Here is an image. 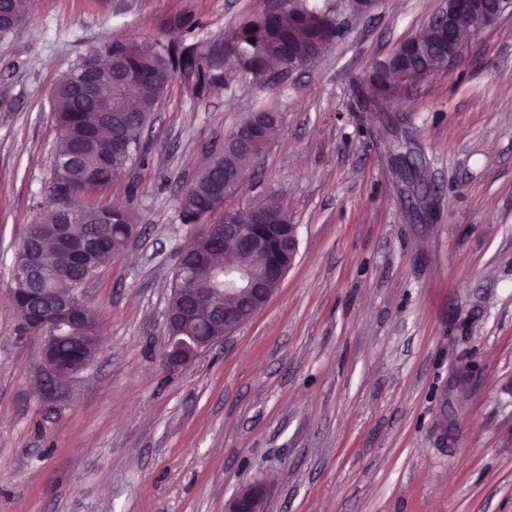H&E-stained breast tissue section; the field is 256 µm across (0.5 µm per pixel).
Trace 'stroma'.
Returning <instances> with one entry per match:
<instances>
[{
  "label": "stroma",
  "instance_id": "1",
  "mask_svg": "<svg viewBox=\"0 0 512 512\" xmlns=\"http://www.w3.org/2000/svg\"><path fill=\"white\" fill-rule=\"evenodd\" d=\"M261 2L36 0L0 38V512H225L258 481L265 512H512V9L398 105L429 224L409 219L374 117L344 106L351 78L445 0H377L276 82L229 73L201 96L176 72L145 161L93 195L139 226L81 290L96 359L58 386L41 339L19 338L13 249L50 198L57 81L109 38L181 50ZM261 102L282 127L224 206L277 194L297 261L252 320L168 369L178 250L196 233L177 196Z\"/></svg>",
  "mask_w": 512,
  "mask_h": 512
}]
</instances>
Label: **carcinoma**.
Segmentation results:
<instances>
[{
  "label": "carcinoma",
  "mask_w": 512,
  "mask_h": 512,
  "mask_svg": "<svg viewBox=\"0 0 512 512\" xmlns=\"http://www.w3.org/2000/svg\"><path fill=\"white\" fill-rule=\"evenodd\" d=\"M276 13L263 11L244 15L234 29L221 39L203 41L181 52L161 48L149 42H129L115 39L105 53L89 49L78 63L58 81L53 93V108L59 129V139L51 156L53 184L51 194L60 196L75 205L82 224L69 225L71 235L86 253V265L70 270L64 276H37L21 284L23 288H39L42 300L50 306L63 299H79V290L96 271L120 254L129 235L127 227L135 223L130 211L112 216V223L99 224L97 217L103 207L84 201V197L99 187L112 182L132 160L146 157L139 112L141 109L157 110L177 70L190 71L196 76L195 89L200 95L218 86L225 71H239L262 82L273 75H284L297 59L315 55V48L324 47L339 37L342 23L338 21V0H280ZM24 18L23 0H0V37L10 33ZM446 38L439 26L428 24L418 36L420 47L406 57V46L399 45L389 56L378 61L354 81L353 91L358 100L369 101L370 88L379 92L383 104L395 108L394 84L406 79L405 70L425 71L435 63V57ZM119 54L126 62L142 72V78L123 87L112 88L110 112H101L98 101L77 94L70 74L84 69L90 62H97L96 77L101 86L109 87L110 62L102 59ZM280 121L270 118L263 126L259 140L250 150L241 151L236 146L235 133L213 148L210 159L193 181L181 192L178 216L183 224L199 223L198 208L205 203L212 186L224 181V171L246 172L253 160L277 135ZM278 210V222L291 223L288 211L275 196H267L240 212L245 217L251 211L262 210L270 204ZM68 220L66 213L51 205L28 226L17 242L15 256L28 250L38 251L51 268H63L69 256L56 244L55 233ZM224 227V218L212 224L202 223L195 236L200 246L215 252H224V259L217 261L214 269H199L181 275L175 272L169 309L179 312L189 307L193 295L200 288L224 287V269L237 266H262L266 258L246 252L221 250V242L214 239ZM96 323L80 314L65 328V337L59 341L62 354L73 350V338L88 335Z\"/></svg>",
  "instance_id": "1"
}]
</instances>
